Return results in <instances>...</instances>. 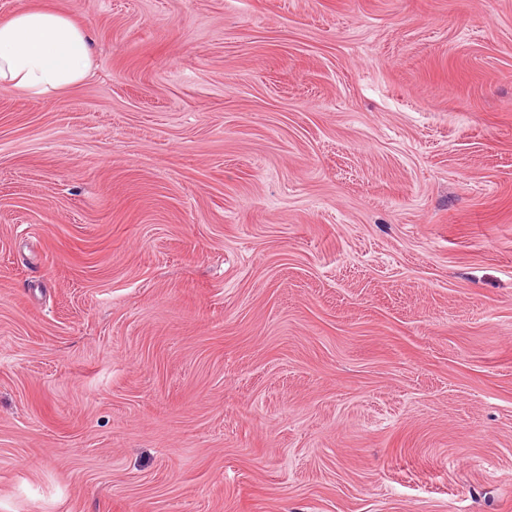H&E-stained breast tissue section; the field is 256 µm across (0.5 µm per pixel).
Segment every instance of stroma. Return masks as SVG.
Returning a JSON list of instances; mask_svg holds the SVG:
<instances>
[{
  "instance_id": "1",
  "label": "stroma",
  "mask_w": 512,
  "mask_h": 512,
  "mask_svg": "<svg viewBox=\"0 0 512 512\" xmlns=\"http://www.w3.org/2000/svg\"><path fill=\"white\" fill-rule=\"evenodd\" d=\"M0 512H512V0H0ZM85 30L58 11L23 5L0 22V89L46 94L81 82L93 66Z\"/></svg>"
}]
</instances>
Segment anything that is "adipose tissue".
Masks as SVG:
<instances>
[{"label":"adipose tissue","mask_w":512,"mask_h":512,"mask_svg":"<svg viewBox=\"0 0 512 512\" xmlns=\"http://www.w3.org/2000/svg\"><path fill=\"white\" fill-rule=\"evenodd\" d=\"M93 57L90 38L68 15L25 5L0 22V89L67 88L89 74Z\"/></svg>","instance_id":"obj_1"}]
</instances>
